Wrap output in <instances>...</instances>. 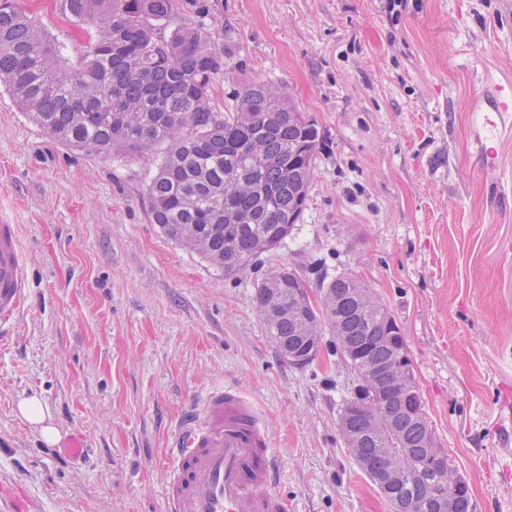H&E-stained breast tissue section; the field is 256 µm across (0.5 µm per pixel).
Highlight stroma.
Instances as JSON below:
<instances>
[{"label":"stroma","mask_w":512,"mask_h":512,"mask_svg":"<svg viewBox=\"0 0 512 512\" xmlns=\"http://www.w3.org/2000/svg\"><path fill=\"white\" fill-rule=\"evenodd\" d=\"M75 64L55 0H18ZM236 67L312 117L321 143L300 224L224 275L150 220L155 173L131 153L56 143L0 86V224L19 227L30 295L0 343V501L25 512H163L186 400L232 383L266 415L294 512H391L338 428L358 379L324 343L280 359L253 304L285 263L312 288L349 273L396 317L441 448L474 512H512V130L496 169L469 127L480 78L512 83V0H179ZM232 40H225V28ZM39 398L86 460L16 412Z\"/></svg>","instance_id":"obj_1"}]
</instances>
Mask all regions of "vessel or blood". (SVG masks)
Returning <instances> with one entry per match:
<instances>
[{"label":"vessel or blood","instance_id":"obj_1","mask_svg":"<svg viewBox=\"0 0 512 512\" xmlns=\"http://www.w3.org/2000/svg\"><path fill=\"white\" fill-rule=\"evenodd\" d=\"M474 109L478 153L496 168L499 142L512 126V84L485 82ZM18 228L0 224V337L28 298ZM163 489L167 512H290L275 488V450L263 415L238 387L193 397L172 444Z\"/></svg>","mask_w":512,"mask_h":512}]
</instances>
